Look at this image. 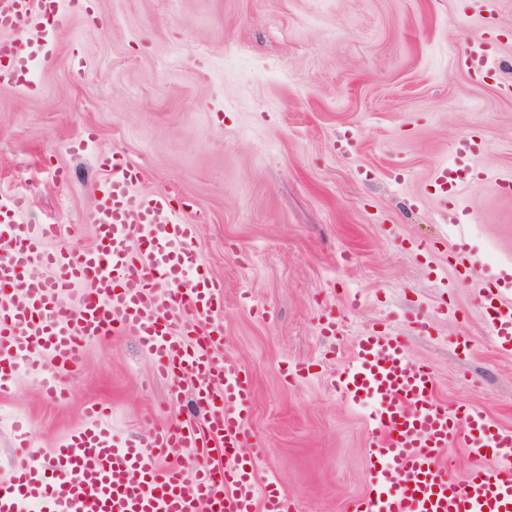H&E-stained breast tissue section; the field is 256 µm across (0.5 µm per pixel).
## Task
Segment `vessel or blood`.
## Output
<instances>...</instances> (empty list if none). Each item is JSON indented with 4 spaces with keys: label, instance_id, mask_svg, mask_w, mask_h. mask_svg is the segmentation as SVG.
Listing matches in <instances>:
<instances>
[{
    "label": "vessel or blood",
    "instance_id": "vessel-or-blood-1",
    "mask_svg": "<svg viewBox=\"0 0 512 512\" xmlns=\"http://www.w3.org/2000/svg\"><path fill=\"white\" fill-rule=\"evenodd\" d=\"M65 20L56 0H0V32L8 36L0 43V85L30 86L32 61L51 63L54 34ZM495 60L486 39L459 56L468 69H488ZM475 150L460 142L455 163L441 167L436 185L443 198L455 195ZM98 163L95 247L47 249L62 225L23 223L27 199L0 200V241L8 245L0 255V389L6 372L36 369L47 357L54 371L41 379V390L66 400L64 378L81 365L86 342L129 334L160 376L184 374L202 418L121 447L107 426L79 431L49 463L15 465L0 485V512H21L27 502L41 512H295L280 484L258 482L255 459L243 454L253 392L235 354H212L224 284L200 269L194 221L165 194L138 192L142 171L122 153L99 155ZM70 293L80 297L74 313L61 302ZM481 293L491 336L512 351V273L484 279ZM353 351L336 384L352 400H372L375 459L368 492L353 512H512V428L439 401L432 369L414 361L398 337L373 329L356 338ZM454 446L467 448L473 461L461 482L447 456ZM174 448H204L218 459L173 462Z\"/></svg>",
    "mask_w": 512,
    "mask_h": 512
}]
</instances>
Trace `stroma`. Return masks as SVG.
I'll list each match as a JSON object with an SVG mask.
<instances>
[{
  "label": "stroma",
  "instance_id": "35a3bbf8",
  "mask_svg": "<svg viewBox=\"0 0 512 512\" xmlns=\"http://www.w3.org/2000/svg\"><path fill=\"white\" fill-rule=\"evenodd\" d=\"M92 11L56 30L53 64L33 69L38 91L0 86V196H27L24 223L63 225V245L96 246L97 158L119 152L141 167V191L196 221L202 265L224 282L222 348L254 392L259 479L276 478L296 512H351L366 493L368 404L333 382L374 328L404 336L441 400L512 428V353L479 300L484 276L512 267V195L493 186L512 175V0H95ZM484 35L498 62L477 75L458 57ZM347 130L354 143L338 149ZM470 136L483 147L455 197L473 218L460 238L432 184ZM460 251L478 275L463 279ZM329 310L332 344L318 323ZM66 383V404L26 370L0 391V483L88 426L86 405L111 406L119 445L183 411L166 403L180 378L158 377L133 336L90 340Z\"/></svg>",
  "mask_w": 512,
  "mask_h": 512
}]
</instances>
